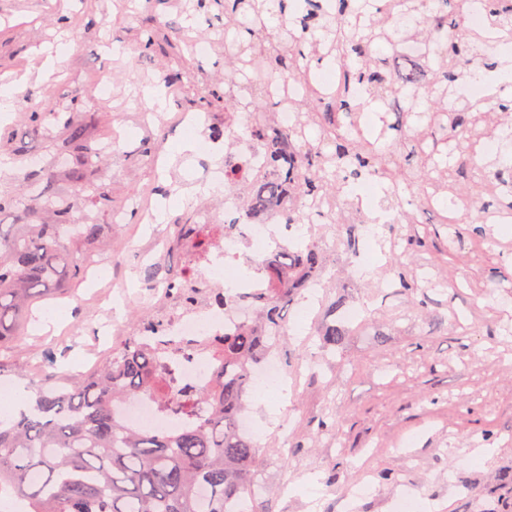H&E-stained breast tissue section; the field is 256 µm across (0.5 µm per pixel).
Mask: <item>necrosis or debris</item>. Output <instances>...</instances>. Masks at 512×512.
<instances>
[{"mask_svg":"<svg viewBox=\"0 0 512 512\" xmlns=\"http://www.w3.org/2000/svg\"><path fill=\"white\" fill-rule=\"evenodd\" d=\"M241 212L240 198L225 195L224 214L219 223L210 225L211 244L203 251L194 246L200 225L168 224L159 233L160 244L181 253L183 273L173 278L151 269L143 285L153 297L152 313L136 336L143 346L157 353L180 345V352L172 354L169 361L181 386L201 388L210 384L218 353L216 341L224 333L237 330L250 297L267 286L259 262L271 243L296 236L295 225L271 220L245 224ZM244 243L252 247L255 262L245 273L238 265ZM218 286L223 287L227 303L214 301L212 290Z\"/></svg>","mask_w":512,"mask_h":512,"instance_id":"obj_1","label":"necrosis or debris"}]
</instances>
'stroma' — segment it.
<instances>
[{"mask_svg":"<svg viewBox=\"0 0 512 512\" xmlns=\"http://www.w3.org/2000/svg\"><path fill=\"white\" fill-rule=\"evenodd\" d=\"M74 49L51 77L40 66L57 44ZM128 47L125 55L109 44ZM208 53L199 56L198 45ZM22 84L15 116L0 126V155L14 166L0 175V195L16 199L1 224H57L72 195L83 198L77 220L111 224L122 261L105 264L64 295L54 339L68 347L67 372L96 349L90 326L105 315L94 301L101 286L126 294L123 321L147 315L137 285L143 261L178 268L177 252L149 249L152 225L136 207L161 204L168 224H204L224 203L208 193L207 170L223 166L227 139L203 128L210 154L182 153L179 115L204 112L224 121V5L210 0H0V74ZM164 89L167 106L150 127L140 125L145 88ZM58 113L36 122L34 113ZM85 129V144L109 137L122 147L102 155L82 182L69 177L77 151L65 119ZM495 154L478 155L457 172L456 186L496 202ZM394 200L377 188L368 215L375 224H305L300 244L323 254L321 282L301 291L283 314L289 319L279 350L289 365L318 361L301 374L288 405L271 413L249 402L262 451L259 475L269 491L257 512H342L348 486L368 483L357 512H396L412 495L443 512H512V215L488 214L481 227L463 224L449 240L440 208L426 207L413 224H390ZM365 273L352 279L351 266ZM354 313L339 346L318 336L335 303ZM292 450L279 454L283 437Z\"/></svg>","mask_w":512,"mask_h":512,"instance_id":"1","label":"stroma"}]
</instances>
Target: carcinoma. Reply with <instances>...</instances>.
Listing matches in <instances>:
<instances>
[{
  "label": "carcinoma",
  "instance_id": "cac0c4a2",
  "mask_svg": "<svg viewBox=\"0 0 512 512\" xmlns=\"http://www.w3.org/2000/svg\"><path fill=\"white\" fill-rule=\"evenodd\" d=\"M489 27L512 35V0H479ZM466 0L448 10V0H391L394 16L376 0H224V131L213 137L236 140L237 113H248L247 140L266 151L257 174L224 155V192L241 197L247 222L276 214L286 224L312 223L309 208L319 190L340 196L362 178L393 185L404 180L402 157L417 140L431 138L440 177L471 161L467 142L479 126L512 140V125L499 116L512 103L495 94L471 101L455 96L456 80L479 76L486 56L466 27ZM405 20L411 35L431 45L430 53L401 57L397 50ZM338 46L333 56L344 85L327 100L315 90L293 103L296 123L275 120L280 99L273 90L291 80L309 83L311 64L322 65L318 46ZM392 47L382 56L381 42ZM403 95L405 120L383 125L391 143L380 151L353 134L357 118L375 102ZM333 138L327 154L303 139L308 124ZM112 242L110 224H0V342L18 335L31 308L84 277V263L63 254ZM322 263L318 246L281 245L264 260L268 288L253 297L255 318L224 335L211 383L175 390L168 365L129 336L97 372L70 381L65 374L28 377L34 403L0 419V490L26 512H255L254 483L259 447L243 433L253 365L273 348L284 327V305L307 287ZM322 342L344 336L327 324ZM152 393L181 420L173 428L146 432L128 426L120 404Z\"/></svg>",
  "mask_w": 512,
  "mask_h": 512
}]
</instances>
